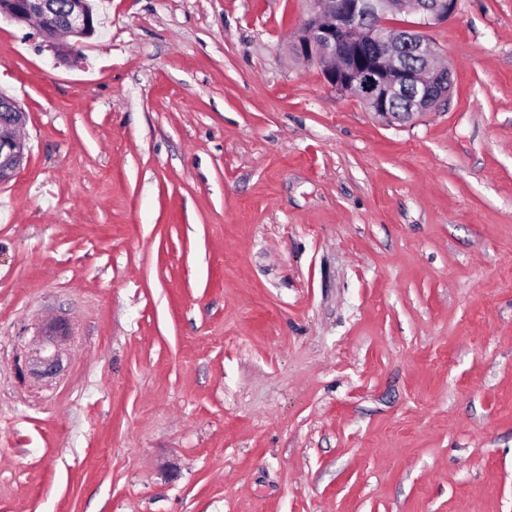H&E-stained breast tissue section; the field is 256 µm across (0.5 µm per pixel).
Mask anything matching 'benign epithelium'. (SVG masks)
Instances as JSON below:
<instances>
[{
  "mask_svg": "<svg viewBox=\"0 0 512 512\" xmlns=\"http://www.w3.org/2000/svg\"><path fill=\"white\" fill-rule=\"evenodd\" d=\"M310 9L292 41L293 54L320 68L325 83L341 95L363 103L388 126H411L435 109L448 94L450 69L434 65L438 49L423 30L456 14L457 0H309ZM54 0H0V16L36 27L44 47L66 62L82 40L95 33L87 0H69L60 22L54 21ZM406 13L417 21L407 28L389 24V17ZM424 61L419 69L405 66L403 53ZM408 98L404 112L389 110L397 98ZM0 183L10 181L26 159V144L18 130L26 112L9 97L0 96ZM71 332L66 320L42 324L20 371L31 378L57 376L63 370Z\"/></svg>",
  "mask_w": 512,
  "mask_h": 512,
  "instance_id": "1",
  "label": "benign epithelium"
}]
</instances>
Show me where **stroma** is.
<instances>
[{"mask_svg": "<svg viewBox=\"0 0 512 512\" xmlns=\"http://www.w3.org/2000/svg\"><path fill=\"white\" fill-rule=\"evenodd\" d=\"M307 13L99 0L67 64L0 19V512H512V0L427 30L405 127L293 55ZM0 183L10 181L26 159V144L18 130L26 123V112L9 97L0 96ZM71 336L65 319L55 318L42 324L23 355L21 373L37 379L57 376L64 368Z\"/></svg>", "mask_w": 512, "mask_h": 512, "instance_id": "1", "label": "stroma"}]
</instances>
